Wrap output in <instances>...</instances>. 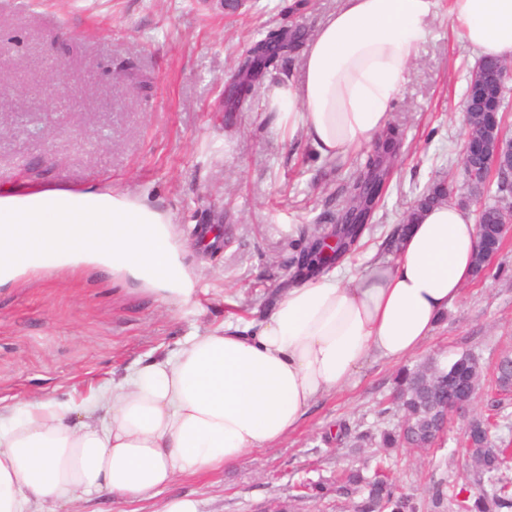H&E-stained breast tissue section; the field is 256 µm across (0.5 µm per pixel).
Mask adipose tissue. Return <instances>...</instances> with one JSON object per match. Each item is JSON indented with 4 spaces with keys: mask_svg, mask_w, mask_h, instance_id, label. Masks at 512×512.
<instances>
[{
    "mask_svg": "<svg viewBox=\"0 0 512 512\" xmlns=\"http://www.w3.org/2000/svg\"><path fill=\"white\" fill-rule=\"evenodd\" d=\"M436 0H342L302 60L301 84L268 86L277 126L333 158L388 126ZM480 58L512 60V0H452ZM476 215L432 206L394 260L332 269L243 326L195 331L169 356L82 398L0 402V512H53L103 494L153 499L177 478L235 466L294 432L315 401L371 358L416 353L474 276ZM97 261L190 302L166 215L127 192L42 183L0 192V284L29 267Z\"/></svg>",
    "mask_w": 512,
    "mask_h": 512,
    "instance_id": "1",
    "label": "adipose tissue"
}]
</instances>
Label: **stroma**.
Here are the masks:
<instances>
[{"label":"stroma","instance_id":"35a3bbf8","mask_svg":"<svg viewBox=\"0 0 512 512\" xmlns=\"http://www.w3.org/2000/svg\"><path fill=\"white\" fill-rule=\"evenodd\" d=\"M438 0L418 45L392 124L403 142L372 231L352 265L393 259L387 243L415 200L436 180L457 188L467 209L494 203L472 195L462 164L464 91L478 64ZM339 0H0V189L54 182L85 191L111 188L160 206L182 243L197 303L180 304L99 265L78 271L29 270L0 286V400L84 395L122 378L139 362L170 354L188 333L259 319L291 284L285 262L305 230L333 227L349 175L364 151L329 160L279 130L256 92L227 111L233 58L270 28L310 40ZM473 353L483 388L471 411L503 416L496 434L512 441V390L494 367L512 355V238L441 318L419 349L451 361ZM398 364L372 359L341 392L320 399L278 446L234 467L179 478L170 488L198 512H265L294 498V512H353L356 498L331 492L298 497L300 485L334 479L385 457L389 475L421 503L443 480L477 491L453 417L429 453L384 455L377 442L340 443L351 433L397 425L380 416Z\"/></svg>","mask_w":512,"mask_h":512}]
</instances>
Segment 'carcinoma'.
Returning <instances> with one entry per match:
<instances>
[{
	"mask_svg": "<svg viewBox=\"0 0 512 512\" xmlns=\"http://www.w3.org/2000/svg\"><path fill=\"white\" fill-rule=\"evenodd\" d=\"M300 42L296 32H285L271 28L234 58V83L225 90L229 109L241 107L250 100L260 87L263 78L281 58L294 50ZM498 62L478 63L470 72L466 88L474 80L485 83L487 102L499 106L498 123H504L503 112L507 109V91H499L496 81ZM400 147V133L392 127L385 139L376 144L361 163L350 183L345 204L336 217L331 233L313 227L310 238L300 251L288 261L292 278L309 279L321 274L328 264L354 253L359 247L365 231L374 223L387 187L390 165ZM444 182L437 181L420 197L416 207L422 208L444 201ZM500 206L483 208L480 226L482 234L489 239L497 236ZM336 239L333 256L314 264L310 247L324 238ZM500 389H512V356L501 358L495 371ZM483 378V368L471 352H463L453 361L444 364L431 357L412 368L402 370L396 378L394 403L402 413L403 425L395 431L381 434L384 448L402 445L400 433H405L410 447L427 451L440 439L444 424L443 416L449 407L458 402L473 403ZM464 434L469 441L465 449L471 467L479 476L480 490L476 495L455 498L454 512H512V483L502 477L505 464L502 444L488 432L487 419L475 416L465 424ZM341 491L358 492L361 499L356 512H419L420 503L414 495L403 491L396 483L374 471L367 476L359 469H351L342 476Z\"/></svg>",
	"mask_w": 512,
	"mask_h": 512,
	"instance_id": "1",
	"label": "carcinoma"
}]
</instances>
